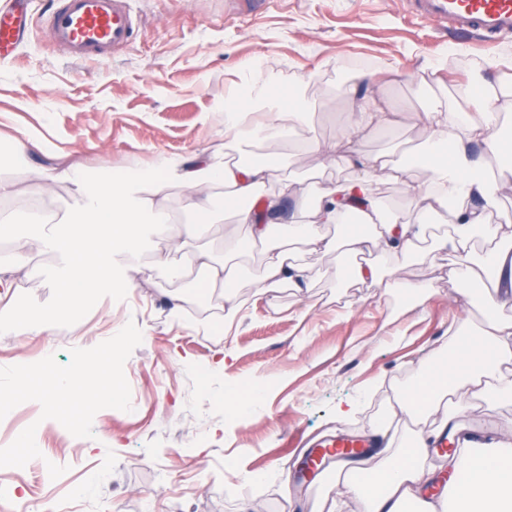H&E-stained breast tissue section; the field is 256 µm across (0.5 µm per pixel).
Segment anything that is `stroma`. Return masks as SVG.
Wrapping results in <instances>:
<instances>
[{
  "label": "stroma",
  "mask_w": 512,
  "mask_h": 512,
  "mask_svg": "<svg viewBox=\"0 0 512 512\" xmlns=\"http://www.w3.org/2000/svg\"><path fill=\"white\" fill-rule=\"evenodd\" d=\"M125 3L138 34L107 60L77 59L52 44L46 21L57 0H33L27 40L0 57V131L39 142L29 150L30 165L4 164L0 176L18 190L9 208L41 200L46 219L37 234L58 231L61 202L77 198L72 184L52 181L59 166L78 164L97 177L148 167L159 152L233 159L217 108L240 104L247 62L282 86L300 87L310 114L303 134L322 150L298 160L286 145L265 141L243 162L278 155V182L314 199L358 171L333 166L326 146L401 161L428 136V102L475 115L480 105L461 90L479 77L512 81V34L487 40L448 31L422 18L412 0H259L245 10L236 0ZM362 59L377 73L361 81L355 65ZM355 84L380 108L398 112L395 136L342 138ZM452 221L445 211L433 216L397 266L380 251L368 254L377 278L363 285L339 274L350 254L294 241L289 250L306 271L303 287L284 283L259 293L257 250L239 260L232 289L216 285L179 310L174 299L191 295L199 275L186 262L197 243L184 240L176 251L143 234L134 286L89 295L75 324L44 333L0 325V367H7L49 355L68 364L71 349L94 347L135 322L142 342L124 366L131 411L100 410L93 438L78 440L58 421L41 419L39 403L20 404L0 419V448L36 425L43 457L65 472L52 480L6 467L0 481L60 512H359L354 498L337 495L334 477L296 482L302 454L291 439L376 434L396 410L397 393L448 336L477 331L486 316L482 297L449 280L436 248ZM23 253L11 297L37 319L63 307V268L53 253L28 245ZM172 262L184 264L181 278L169 277ZM203 374L206 389L198 384ZM220 392L228 402L217 403ZM254 395L259 406L235 407L234 397ZM346 403L355 413L337 418ZM454 423L507 438L512 401L476 403Z\"/></svg>",
  "instance_id": "stroma-1"
}]
</instances>
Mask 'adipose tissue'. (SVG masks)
Instances as JSON below:
<instances>
[{
    "instance_id": "1",
    "label": "adipose tissue",
    "mask_w": 512,
    "mask_h": 512,
    "mask_svg": "<svg viewBox=\"0 0 512 512\" xmlns=\"http://www.w3.org/2000/svg\"><path fill=\"white\" fill-rule=\"evenodd\" d=\"M243 105L225 107L224 131L239 153L263 140H288L298 152L317 150L314 139L301 136L307 125L306 109L297 91H279L262 70H246L240 85ZM467 96L482 106L479 118L463 111L431 112L429 135L408 160L391 163L382 154L360 157V172L352 180L336 183L322 192L315 205V222L283 224L280 214L287 189L258 198L260 184L277 178L278 157L266 158L258 166H216L201 153H158L150 169L113 176L107 181L88 179L76 167L56 172L58 180L77 188L76 203L65 204L64 231L41 239V246L55 253L66 274L61 283L69 302L93 294L103 285H132L140 271L137 262L141 228L149 226L156 240L174 238L173 219L166 187L177 180L188 190L187 206L196 216L186 233L206 237L215 208L235 213L233 227L224 235L208 239L189 261L201 276L195 295L209 293L214 285L232 287L237 276L232 260L263 248L264 263L257 280L260 291L287 283L300 286L305 271L289 261L281 248L285 239L305 238L324 250L364 254L380 251L389 263L412 251L422 238L430 218L438 211L451 212L453 234L443 236L449 278L473 288L490 282L494 290L512 297V215L502 214L494 232V248L476 252L472 228L484 226L496 209L504 187L502 177L512 174V136L499 131L503 111L512 112V83L487 79L469 84ZM354 111L350 128L360 133L394 132L395 113L378 108L360 90H353ZM483 145L475 154L474 145ZM391 170L402 182L410 204L418 207L420 221L400 219L401 208L391 199L377 197L372 181L378 171ZM428 171L424 182H416L415 170ZM228 185L231 192L221 202L199 196L200 187ZM324 224H342L346 234L336 240L320 231ZM280 243H272V236ZM512 398V322L486 316L478 337L457 335L444 343L438 358L423 366L417 377L396 399L401 413L431 421L433 428L405 443L395 418L385 419L379 429L389 455L386 467L375 469L357 461L353 472L341 483L343 494L355 497L362 512H512V442L493 441L474 448L452 462L453 476L444 498L435 502L425 491L435 483L438 470L428 463L431 439L447 427L455 410L472 401Z\"/></svg>"
}]
</instances>
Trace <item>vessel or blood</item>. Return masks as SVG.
<instances>
[{
	"mask_svg": "<svg viewBox=\"0 0 512 512\" xmlns=\"http://www.w3.org/2000/svg\"><path fill=\"white\" fill-rule=\"evenodd\" d=\"M30 0H0V53L15 49L24 39ZM417 10L456 32L485 37L512 32V0H415ZM53 41L69 54L106 59L124 49L134 35L133 22L123 0H63L52 14ZM366 438L325 439L312 454L305 471L325 475L330 462L359 448L370 447Z\"/></svg>",
	"mask_w": 512,
	"mask_h": 512,
	"instance_id": "b4317fda",
	"label": "vessel or blood"
}]
</instances>
